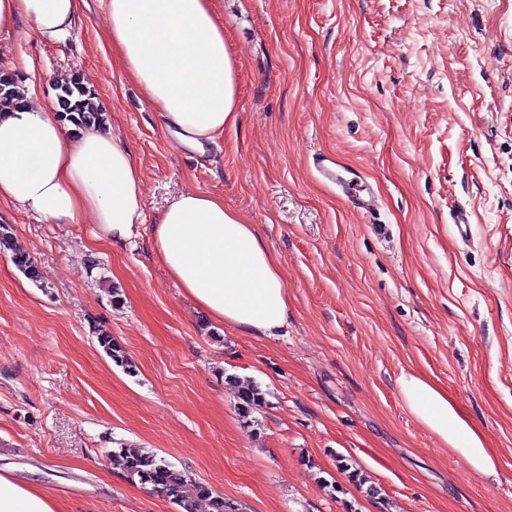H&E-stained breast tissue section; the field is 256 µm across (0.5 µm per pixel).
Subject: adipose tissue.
Returning <instances> with one entry per match:
<instances>
[{
	"instance_id": "adipose-tissue-1",
	"label": "adipose tissue",
	"mask_w": 512,
	"mask_h": 512,
	"mask_svg": "<svg viewBox=\"0 0 512 512\" xmlns=\"http://www.w3.org/2000/svg\"><path fill=\"white\" fill-rule=\"evenodd\" d=\"M107 41L129 79L159 112L165 129L194 151L237 121L238 88L217 19V0H101ZM86 0H0V34L27 22L43 44L67 42ZM27 105L0 113V203L49 224L92 220L101 238L127 239L143 223L140 174L129 148L109 129L63 124L34 88ZM151 247L197 306L215 322L250 336H272L288 319V290L278 258L221 197L189 191L154 224ZM398 389L409 410L464 457L491 474L480 433L443 390L417 372ZM0 512H58L32 486L0 470Z\"/></svg>"
}]
</instances>
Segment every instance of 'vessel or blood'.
Returning <instances> with one entry per match:
<instances>
[{"instance_id": "obj_1", "label": "vessel or blood", "mask_w": 512, "mask_h": 512, "mask_svg": "<svg viewBox=\"0 0 512 512\" xmlns=\"http://www.w3.org/2000/svg\"><path fill=\"white\" fill-rule=\"evenodd\" d=\"M313 168L318 177L335 188L337 196L354 212L370 215L380 206V197L364 174L344 177L345 164L334 154L318 153L313 157Z\"/></svg>"}]
</instances>
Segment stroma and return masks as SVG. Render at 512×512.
I'll use <instances>...</instances> for the list:
<instances>
[{
  "instance_id": "obj_1",
  "label": "stroma",
  "mask_w": 512,
  "mask_h": 512,
  "mask_svg": "<svg viewBox=\"0 0 512 512\" xmlns=\"http://www.w3.org/2000/svg\"><path fill=\"white\" fill-rule=\"evenodd\" d=\"M87 2L69 45L38 43L25 22L1 34L0 70L50 105L53 79L82 76L140 171L145 221L114 244L95 224L0 205L44 276L0 252V466L59 512H177L111 464L121 447L187 468L243 512H512V0H222L238 121L202 153L166 133ZM317 152L367 176L376 216L317 179ZM186 191L223 197L277 254L278 335L212 321L152 252L151 224ZM409 370L479 430L494 475L409 411ZM229 374L265 390L257 429ZM95 336L98 346L116 366L123 368L130 375L135 374L136 366L134 362L128 356L125 348L112 337L111 333L98 329L95 331Z\"/></svg>"
}]
</instances>
